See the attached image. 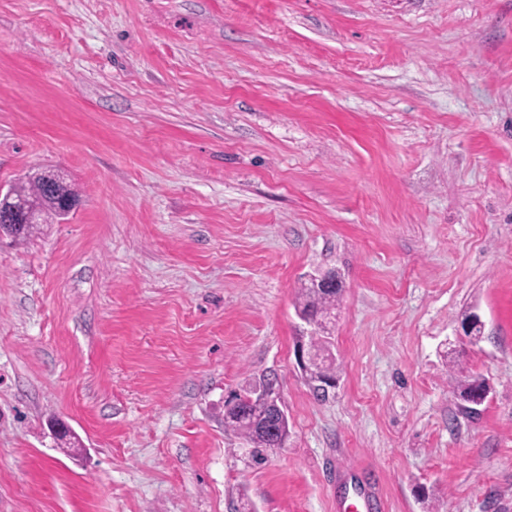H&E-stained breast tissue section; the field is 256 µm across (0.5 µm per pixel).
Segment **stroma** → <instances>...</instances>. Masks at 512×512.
I'll return each instance as SVG.
<instances>
[{
  "label": "stroma",
  "mask_w": 512,
  "mask_h": 512,
  "mask_svg": "<svg viewBox=\"0 0 512 512\" xmlns=\"http://www.w3.org/2000/svg\"><path fill=\"white\" fill-rule=\"evenodd\" d=\"M38 171L80 203L0 240V512H512V0H0V185ZM269 373L257 464L224 404ZM339 292L340 289L336 291V288L332 291L328 288L303 287L296 306L298 313L312 318L319 327L329 324ZM276 376L271 374L269 377L264 379L263 382L257 383L252 387L250 393L247 396V399L254 398H267L275 406V412L270 420V426L272 431L278 435V445L279 447L285 446V439L282 437V431L288 425V412L286 406L284 404V400L282 397V393L280 389L276 387Z\"/></svg>",
  "instance_id": "stroma-1"
}]
</instances>
